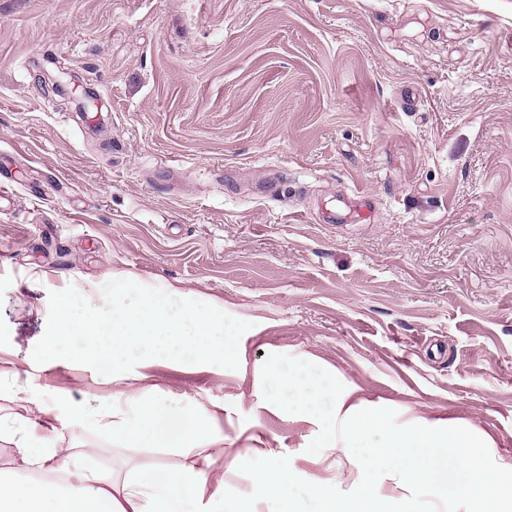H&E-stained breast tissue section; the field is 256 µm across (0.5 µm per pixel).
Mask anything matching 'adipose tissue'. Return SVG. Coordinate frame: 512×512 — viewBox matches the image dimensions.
I'll return each mask as SVG.
<instances>
[{
  "instance_id": "1",
  "label": "adipose tissue",
  "mask_w": 512,
  "mask_h": 512,
  "mask_svg": "<svg viewBox=\"0 0 512 512\" xmlns=\"http://www.w3.org/2000/svg\"><path fill=\"white\" fill-rule=\"evenodd\" d=\"M100 427L121 429L144 447L186 448L191 464L134 472L122 485L112 477L74 466L73 450L36 449L32 433L17 441L19 465L39 474L38 480L0 491V512H208L224 494V479L214 471L215 458L206 442L220 433L212 411L171 413L145 402L129 412L99 413Z\"/></svg>"
}]
</instances>
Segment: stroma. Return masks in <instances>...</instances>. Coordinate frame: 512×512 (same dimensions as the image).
<instances>
[{
	"label": "stroma",
	"instance_id": "35a3bbf8",
	"mask_svg": "<svg viewBox=\"0 0 512 512\" xmlns=\"http://www.w3.org/2000/svg\"><path fill=\"white\" fill-rule=\"evenodd\" d=\"M62 67L86 110L40 91ZM362 194L371 221L333 222ZM120 274L250 322L238 368L35 362L50 292ZM270 354L512 462V0H0V416L54 406L44 446L119 481L190 458L100 411L220 404L225 489L276 448L352 491L354 457L307 453L319 422L264 400Z\"/></svg>",
	"mask_w": 512,
	"mask_h": 512
}]
</instances>
